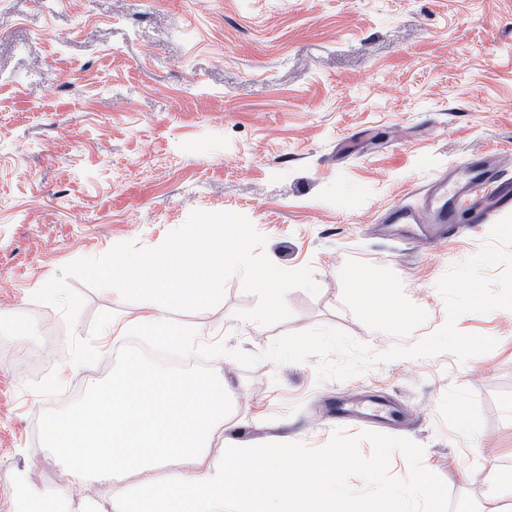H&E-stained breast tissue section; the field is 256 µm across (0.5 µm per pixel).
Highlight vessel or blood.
Returning <instances> with one entry per match:
<instances>
[{
	"mask_svg": "<svg viewBox=\"0 0 512 512\" xmlns=\"http://www.w3.org/2000/svg\"><path fill=\"white\" fill-rule=\"evenodd\" d=\"M512 210V179L502 173V157L485 155L478 166H459L436 174L427 185L420 205L399 203L379 218L383 224H419L431 239L452 241L468 235L475 225L488 222L499 212ZM337 415L363 414L369 422L389 419L386 402L362 411L359 404L337 407Z\"/></svg>",
	"mask_w": 512,
	"mask_h": 512,
	"instance_id": "b4317fda",
	"label": "vessel or blood"
}]
</instances>
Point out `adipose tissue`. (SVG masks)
Wrapping results in <instances>:
<instances>
[{
    "label": "adipose tissue",
    "mask_w": 512,
    "mask_h": 512,
    "mask_svg": "<svg viewBox=\"0 0 512 512\" xmlns=\"http://www.w3.org/2000/svg\"><path fill=\"white\" fill-rule=\"evenodd\" d=\"M395 288L386 277L361 280L355 295L385 327L402 330L411 319ZM227 390L223 377L160 370L131 355L88 404L46 417L43 435L73 476L96 478L113 512H291L311 475L324 512H334L342 491L332 475L349 463L343 451L297 461L228 437L223 464L209 461L207 450L228 423ZM180 459L192 469H174ZM131 475L137 483L125 484ZM484 482L481 510L463 501L457 512H504L512 501V467L490 468Z\"/></svg>",
    "instance_id": "ef3b65f1"
}]
</instances>
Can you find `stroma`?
Wrapping results in <instances>:
<instances>
[{"label":"stroma","mask_w":512,"mask_h":512,"mask_svg":"<svg viewBox=\"0 0 512 512\" xmlns=\"http://www.w3.org/2000/svg\"><path fill=\"white\" fill-rule=\"evenodd\" d=\"M489 152L512 179V0H0V512L17 478L67 490L69 512H112L93 478L72 480L32 431L112 370L124 339L91 336L95 316L139 313L78 279L67 327L32 296L67 264L133 242L163 243L196 210L245 216L286 270L311 267L318 295L287 293L270 325L241 273L222 301L174 311L200 344L255 354L316 327L381 354L446 321L436 284L476 255L490 224L418 252L368 232L428 180ZM389 273L418 331L381 327L353 296ZM458 331L489 352L381 362L319 381V357L211 362L230 391L229 435L297 455L344 449L342 512H456L484 477L512 466V310L468 312ZM98 363L72 365L69 338ZM392 400V423L327 417L358 389Z\"/></svg>","instance_id":"35a3bbf8"}]
</instances>
